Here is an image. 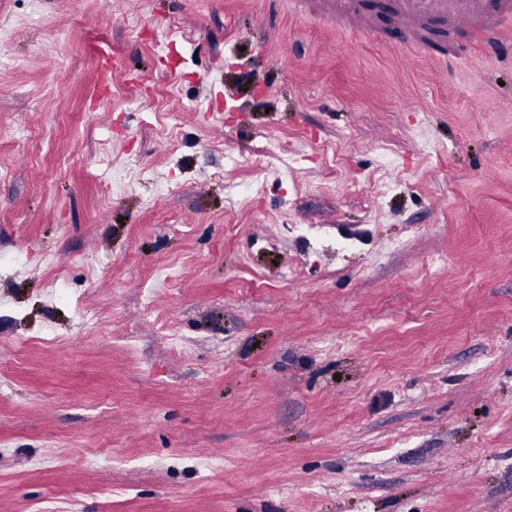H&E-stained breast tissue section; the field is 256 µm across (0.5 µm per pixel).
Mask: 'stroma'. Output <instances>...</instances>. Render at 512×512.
Segmentation results:
<instances>
[{
	"mask_svg": "<svg viewBox=\"0 0 512 512\" xmlns=\"http://www.w3.org/2000/svg\"><path fill=\"white\" fill-rule=\"evenodd\" d=\"M0 512H512V55L0 0Z\"/></svg>",
	"mask_w": 512,
	"mask_h": 512,
	"instance_id": "stroma-1",
	"label": "stroma"
}]
</instances>
